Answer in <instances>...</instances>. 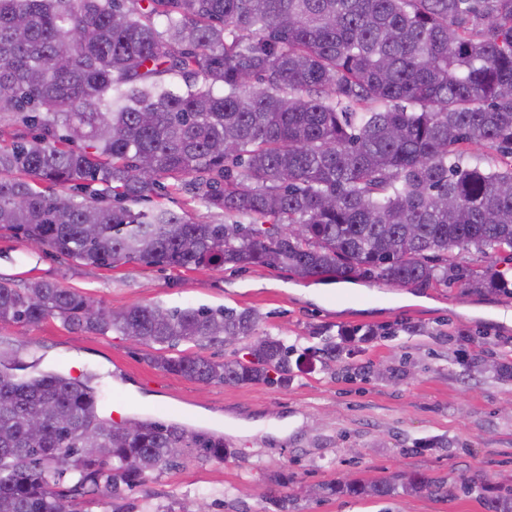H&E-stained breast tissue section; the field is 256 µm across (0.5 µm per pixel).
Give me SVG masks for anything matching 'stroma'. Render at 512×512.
I'll use <instances>...</instances> for the list:
<instances>
[{"instance_id":"35a3bbf8","label":"stroma","mask_w":512,"mask_h":512,"mask_svg":"<svg viewBox=\"0 0 512 512\" xmlns=\"http://www.w3.org/2000/svg\"><path fill=\"white\" fill-rule=\"evenodd\" d=\"M0 277L24 286L58 280L106 308L159 304L256 310L258 333L303 349L315 332L415 325L363 344L357 356L307 359L288 387L203 386L155 368L149 348L115 334L74 331L57 317L0 322V340L23 358L72 378L92 372L106 412L176 422L222 436L224 460L186 449L174 468L126 493L123 512H277L268 492L292 478L295 512H484L478 500L424 494L359 499L313 495L343 474L398 472L457 481L476 471L512 481V380L493 371L512 358V295L455 284L396 287L378 278L303 280L266 267L219 270L127 264L97 269L30 250L0 230Z\"/></svg>"}]
</instances>
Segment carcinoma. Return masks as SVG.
Masks as SVG:
<instances>
[{
	"label": "carcinoma",
	"mask_w": 512,
	"mask_h": 512,
	"mask_svg": "<svg viewBox=\"0 0 512 512\" xmlns=\"http://www.w3.org/2000/svg\"><path fill=\"white\" fill-rule=\"evenodd\" d=\"M0 230L96 268L262 266L303 279L375 276L403 287L506 290L512 262V0H0ZM189 181L249 224H202L160 204ZM132 338L147 348L254 335V310L114 311L34 279L0 278V320ZM395 332L341 329L327 358ZM294 349L258 338L254 359L152 355L202 385L293 380ZM96 375L72 379L0 344V512H82L144 485L175 448L222 461L224 438L103 414ZM459 494L512 512V484L397 474L323 494Z\"/></svg>",
	"instance_id": "cac0c4a2"
}]
</instances>
